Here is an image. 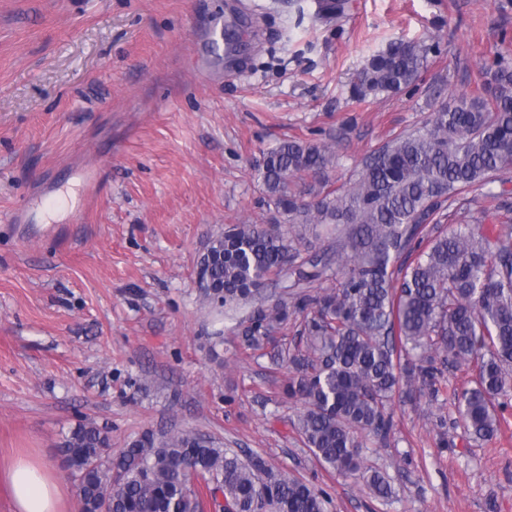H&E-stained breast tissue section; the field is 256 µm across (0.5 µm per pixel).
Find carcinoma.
Returning a JSON list of instances; mask_svg holds the SVG:
<instances>
[{"instance_id":"obj_1","label":"carcinoma","mask_w":512,"mask_h":512,"mask_svg":"<svg viewBox=\"0 0 512 512\" xmlns=\"http://www.w3.org/2000/svg\"><path fill=\"white\" fill-rule=\"evenodd\" d=\"M341 9V0H315L314 17L330 20ZM429 52L421 42H390L369 60L353 97L363 101L414 83ZM485 75L492 99L454 97L424 129L385 144L352 186L320 189L310 201L290 192L289 183L326 176L333 151L281 142L266 154L260 178L288 228L232 224L209 248L206 298L251 305L240 324L243 346L268 348L275 365L297 373L284 392L303 405L304 445L380 498L391 485L363 466L362 448L369 439L388 441L395 394L436 393L448 367H471L474 386L454 400L469 435L488 440L512 391V201L486 192L501 213L495 235L459 224L423 236L446 201L512 167V66L498 57ZM318 224L345 226L344 240L332 258L296 264L290 229ZM291 269L306 282L337 275L338 285L263 295L270 277ZM290 323L304 348L282 342ZM61 451L78 480L83 512H203L200 476L212 500L223 498V512H327L322 490L192 432L145 433L114 454L108 432L83 425Z\"/></svg>"}]
</instances>
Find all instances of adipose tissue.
<instances>
[{"label":"adipose tissue","instance_id":"adipose-tissue-1","mask_svg":"<svg viewBox=\"0 0 512 512\" xmlns=\"http://www.w3.org/2000/svg\"><path fill=\"white\" fill-rule=\"evenodd\" d=\"M13 512H60L61 492L52 465L16 457L0 475Z\"/></svg>","mask_w":512,"mask_h":512}]
</instances>
